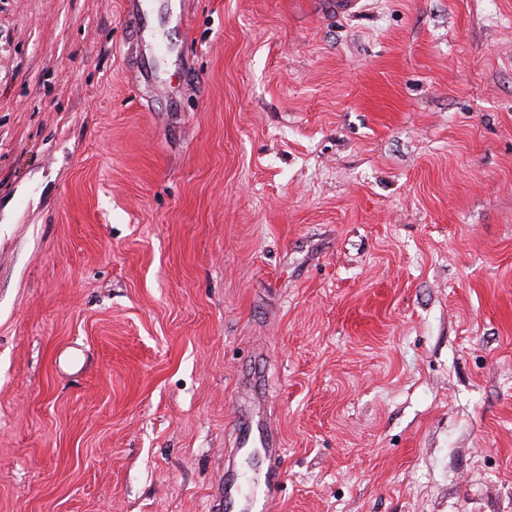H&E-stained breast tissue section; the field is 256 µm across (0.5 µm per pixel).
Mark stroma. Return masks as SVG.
Segmentation results:
<instances>
[{"label": "stroma", "instance_id": "1", "mask_svg": "<svg viewBox=\"0 0 512 512\" xmlns=\"http://www.w3.org/2000/svg\"><path fill=\"white\" fill-rule=\"evenodd\" d=\"M0 0V512H512V0ZM261 395L251 389L249 408L237 412L233 432L239 447L253 445L258 439L260 452L269 461L258 486L249 492L243 490L240 473L235 465L233 451H228L224 465L223 494L224 509L230 512H273L277 509V491L282 483V471L275 465L284 455L280 434L271 422L260 423L253 418L256 407L261 405Z\"/></svg>", "mask_w": 512, "mask_h": 512}]
</instances>
